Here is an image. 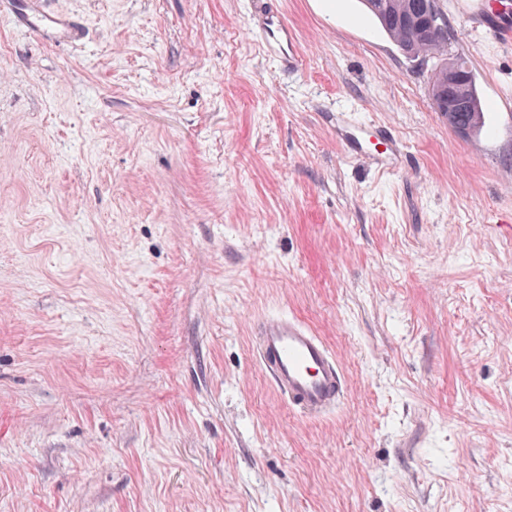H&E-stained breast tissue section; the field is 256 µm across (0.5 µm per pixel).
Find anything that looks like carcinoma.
<instances>
[{
    "label": "carcinoma",
    "instance_id": "1",
    "mask_svg": "<svg viewBox=\"0 0 512 512\" xmlns=\"http://www.w3.org/2000/svg\"><path fill=\"white\" fill-rule=\"evenodd\" d=\"M362 3L407 55L425 58L432 50L445 53L446 61L437 63L432 69L433 103L448 119L450 127L464 126L471 134L480 132L484 126L483 101L468 61L448 48V31L441 27L442 12L437 0H362ZM450 70L463 74L459 89L471 102L468 109L450 112L443 108L441 94L448 88Z\"/></svg>",
    "mask_w": 512,
    "mask_h": 512
}]
</instances>
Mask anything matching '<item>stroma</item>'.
<instances>
[{
    "mask_svg": "<svg viewBox=\"0 0 512 512\" xmlns=\"http://www.w3.org/2000/svg\"><path fill=\"white\" fill-rule=\"evenodd\" d=\"M46 0L87 38L0 20V512H512V36L438 0L495 136L360 0ZM388 126L380 174L328 112ZM335 356L292 412L267 314ZM251 30L263 51L282 68L291 71L298 67L296 41L281 13H266ZM330 120L336 133V140L349 154L378 171H391L399 166L403 148L391 132L384 130L382 126L377 127L375 134L384 145V149L372 151L364 137L367 126H356L348 113L343 111L332 113ZM259 363L288 405L306 418H319L342 402V373L327 345L301 319L275 314L255 331Z\"/></svg>",
    "mask_w": 512,
    "mask_h": 512,
    "instance_id": "1",
    "label": "stroma"
}]
</instances>
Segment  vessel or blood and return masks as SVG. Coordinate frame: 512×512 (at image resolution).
Here are the masks:
<instances>
[{
  "label": "vessel or blood",
  "instance_id": "vessel-or-blood-1",
  "mask_svg": "<svg viewBox=\"0 0 512 512\" xmlns=\"http://www.w3.org/2000/svg\"><path fill=\"white\" fill-rule=\"evenodd\" d=\"M44 0H0V16L18 30L45 43L82 41V33L66 14L44 8ZM252 33L264 52L285 69L299 65L296 41L281 13L269 12ZM337 141L364 164L380 171L396 169L403 148L391 132L376 129L383 148L370 150L364 130L348 113L331 116ZM255 351L260 364L288 405L307 418H319L342 402L345 386L340 368L327 345L301 319L288 314L263 318L255 331Z\"/></svg>",
  "mask_w": 512,
  "mask_h": 512
}]
</instances>
